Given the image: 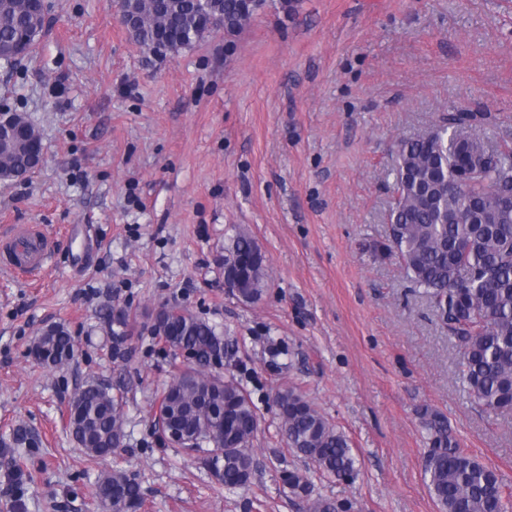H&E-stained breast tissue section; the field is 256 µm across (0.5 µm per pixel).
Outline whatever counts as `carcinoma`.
<instances>
[{"instance_id":"cac0c4a2","label":"carcinoma","mask_w":512,"mask_h":512,"mask_svg":"<svg viewBox=\"0 0 512 512\" xmlns=\"http://www.w3.org/2000/svg\"><path fill=\"white\" fill-rule=\"evenodd\" d=\"M123 4L133 19L135 41L151 51L160 29L173 31L169 49L189 47L203 38L202 13L218 18L228 36L239 33L268 0H137ZM35 28L27 0H0V50L17 46ZM492 120L488 113L451 112L433 126L394 147L395 182L387 209V241L406 277L446 317L448 332L460 350L459 375L474 399L488 411L512 412V137L486 142L472 134V121ZM19 141L0 153V170L28 178L42 162ZM224 260L244 261L232 295L242 302L261 298L268 280L265 256L242 230L228 239ZM217 327L192 312L175 321L165 337L173 358H189L165 383L154 406L170 412L192 437L206 424L224 425L237 447L219 449L215 466L224 489L247 487L254 471L251 442L260 422L248 391L234 377L205 371L220 358ZM46 350L36 361L63 363L75 350L64 329L45 333L29 349ZM274 403L279 432L288 447L313 462L325 475L351 481L357 458L348 437L337 430L300 392L283 387ZM76 414L73 439L92 462L117 454L122 414L112 388L90 381L69 402ZM421 424L430 443L425 461L429 490L440 512H507L505 484L497 471L461 448L444 415L425 410ZM283 484L309 502L310 512H348L349 505L311 498V482L300 470H285ZM95 497L109 512H137L139 483L119 470L100 475Z\"/></svg>"}]
</instances>
